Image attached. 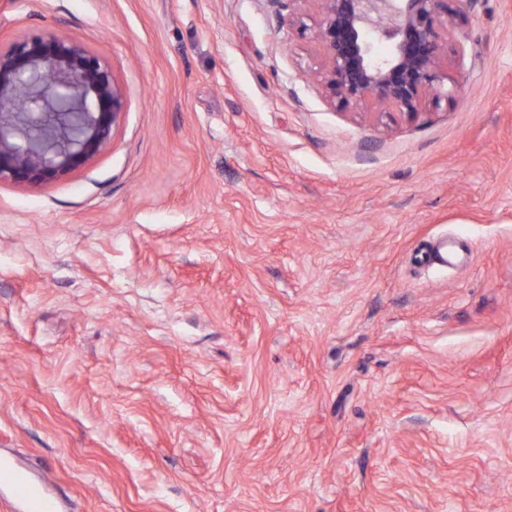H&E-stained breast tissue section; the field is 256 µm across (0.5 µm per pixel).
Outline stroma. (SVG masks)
Returning a JSON list of instances; mask_svg holds the SVG:
<instances>
[{"mask_svg":"<svg viewBox=\"0 0 512 512\" xmlns=\"http://www.w3.org/2000/svg\"><path fill=\"white\" fill-rule=\"evenodd\" d=\"M288 14L0 0V50L124 92L84 165L0 184V461L63 512H512V0L412 119L328 102Z\"/></svg>","mask_w":512,"mask_h":512,"instance_id":"35a3bbf8","label":"stroma"}]
</instances>
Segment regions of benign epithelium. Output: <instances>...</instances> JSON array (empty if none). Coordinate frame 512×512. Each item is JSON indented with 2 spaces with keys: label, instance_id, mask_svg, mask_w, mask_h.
Listing matches in <instances>:
<instances>
[{
  "label": "benign epithelium",
  "instance_id": "obj_1",
  "mask_svg": "<svg viewBox=\"0 0 512 512\" xmlns=\"http://www.w3.org/2000/svg\"><path fill=\"white\" fill-rule=\"evenodd\" d=\"M313 29L324 65L317 73L331 103L368 102L416 114L450 76L439 69L440 29L468 22L476 0H318ZM371 32L388 54L373 55ZM22 100L23 111L0 112V183L37 184L63 176L97 154L124 107L108 64L81 44L34 34L0 51V103Z\"/></svg>",
  "mask_w": 512,
  "mask_h": 512
}]
</instances>
